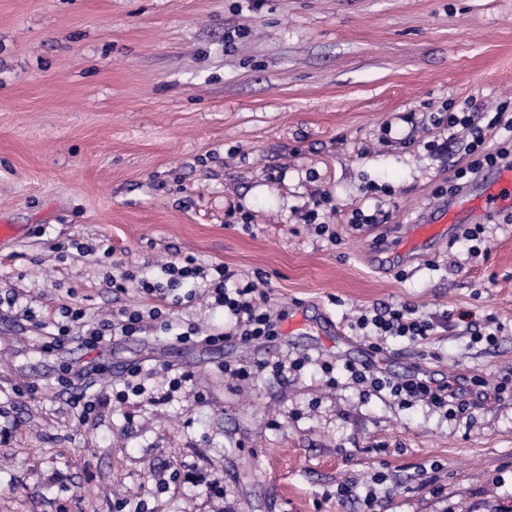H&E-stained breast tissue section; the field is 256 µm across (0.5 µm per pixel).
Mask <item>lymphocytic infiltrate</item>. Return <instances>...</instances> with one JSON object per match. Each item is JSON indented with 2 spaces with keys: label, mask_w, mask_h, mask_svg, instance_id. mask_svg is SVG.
<instances>
[{
  "label": "lymphocytic infiltrate",
  "mask_w": 512,
  "mask_h": 512,
  "mask_svg": "<svg viewBox=\"0 0 512 512\" xmlns=\"http://www.w3.org/2000/svg\"><path fill=\"white\" fill-rule=\"evenodd\" d=\"M449 128L460 127L468 130L471 139L466 145L470 158L467 167L459 168L456 179H464L467 175L478 173L512 158V140L506 139L498 143L495 149H487L484 145L480 128L474 117H458L456 113L448 115ZM163 277L159 280H148L140 277L137 272L125 270L116 288H123L125 283H138L146 298L166 300L170 289L189 285L188 301L198 299L213 301L214 305L223 307L228 318L229 329L217 334H200L198 330H187L178 333L179 342L214 344L227 339H236L241 344L250 345L276 336L278 315L267 307L264 298L259 297L254 282L236 283L232 275L223 265H202L197 258L188 255L182 261L166 263L162 268ZM67 318L65 325L59 326L54 341L70 336L73 331L85 330L84 341L95 346L107 338L114 336L131 337L143 332L145 324L150 320H161L157 307L145 310L123 311L121 319L97 322L95 327H88L86 312L81 308L64 307ZM163 329H171V321L161 320ZM378 336H398L412 342H424L431 336L434 325L428 320L417 316L414 309L403 306L374 315L371 319ZM345 371L354 384L369 388L379 393L387 392L394 400L404 406L423 401L432 407L444 411L450 416L463 414L467 409L465 396L468 389H476L478 398L485 399L490 395H502L506 385L499 384L494 389H486L484 381H474L472 387H465L459 377H449L447 382L436 383L431 380L412 375L405 378L390 377L371 369L368 363L348 362Z\"/></svg>",
  "instance_id": "1"
}]
</instances>
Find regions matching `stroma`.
<instances>
[{
    "mask_svg": "<svg viewBox=\"0 0 512 512\" xmlns=\"http://www.w3.org/2000/svg\"><path fill=\"white\" fill-rule=\"evenodd\" d=\"M504 102L512 0H0V512H362L379 472L395 483L380 512L512 506V223L495 214L477 254L404 249L469 162L449 112L487 121ZM359 209L374 223L351 224ZM187 255L260 282L279 336L173 348L188 326L224 330L199 300L170 334L48 345L61 304L91 321L143 304L115 269L153 278ZM404 304L433 336L372 352L357 318ZM290 351L509 391L449 419L313 365L220 371ZM135 365L153 399L118 403ZM170 367L192 384L171 389Z\"/></svg>",
    "mask_w": 512,
    "mask_h": 512,
    "instance_id": "35a3bbf8",
    "label": "stroma"
}]
</instances>
